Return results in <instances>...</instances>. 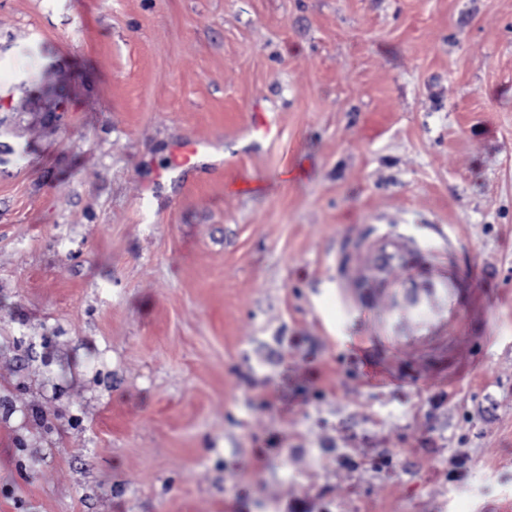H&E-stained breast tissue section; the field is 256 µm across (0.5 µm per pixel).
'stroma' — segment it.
<instances>
[{"label": "stroma", "mask_w": 512, "mask_h": 512, "mask_svg": "<svg viewBox=\"0 0 512 512\" xmlns=\"http://www.w3.org/2000/svg\"><path fill=\"white\" fill-rule=\"evenodd\" d=\"M508 501L512 0H0V512ZM404 254L394 244H386L373 256L371 265L374 279L381 284L388 283L395 269L402 265Z\"/></svg>", "instance_id": "35a3bbf8"}]
</instances>
